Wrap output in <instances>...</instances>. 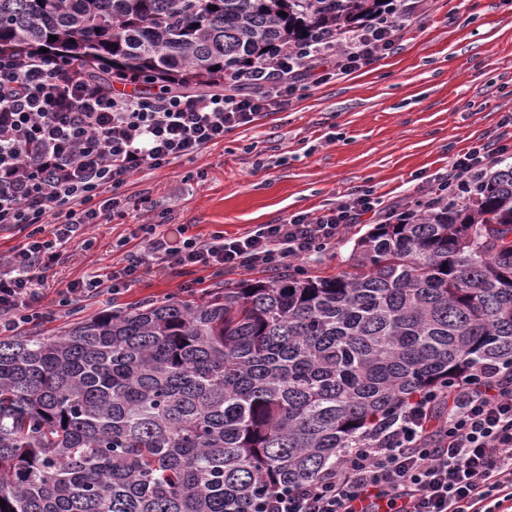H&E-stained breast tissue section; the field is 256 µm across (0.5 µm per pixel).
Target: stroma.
<instances>
[{
	"mask_svg": "<svg viewBox=\"0 0 512 512\" xmlns=\"http://www.w3.org/2000/svg\"><path fill=\"white\" fill-rule=\"evenodd\" d=\"M512 115V0H423L393 50L366 69L298 91L290 106L226 133L190 160L132 175L123 223L92 224L89 248L69 247L44 285L47 299L92 275L125 264L119 240L161 223L207 239L238 236L296 213H320L367 191L404 209L429 180L479 139L495 138ZM372 216L349 226L321 258L304 267L323 275L346 269ZM215 276L144 275L123 294L85 297L53 310L22 334L60 335L72 311L90 316L113 305L198 297Z\"/></svg>",
	"mask_w": 512,
	"mask_h": 512,
	"instance_id": "1",
	"label": "stroma"
}]
</instances>
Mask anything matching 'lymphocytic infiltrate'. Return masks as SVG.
Wrapping results in <instances>:
<instances>
[{
  "label": "lymphocytic infiltrate",
  "mask_w": 512,
  "mask_h": 512,
  "mask_svg": "<svg viewBox=\"0 0 512 512\" xmlns=\"http://www.w3.org/2000/svg\"><path fill=\"white\" fill-rule=\"evenodd\" d=\"M418 2L346 35L321 31L306 47L261 61L231 78L228 89L204 96L117 92L76 64L0 55V231L27 232L0 254V335L46 318L40 286L62 248L79 242L86 225L126 218L121 190L133 174L194 158L226 133L285 108L302 81L317 85L373 64ZM511 152L502 134L453 155L433 180L432 198H460L492 159ZM383 210L380 198L360 194L239 237L219 232L176 244L148 224L144 250L128 253L110 276L69 284L56 304L121 294L154 267L179 276L292 266ZM250 512H512V367L481 370L408 401L393 422L338 449L316 478L262 493Z\"/></svg>",
  "instance_id": "obj_1"
}]
</instances>
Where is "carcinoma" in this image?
I'll return each mask as SVG.
<instances>
[{"instance_id": "carcinoma-1", "label": "carcinoma", "mask_w": 512, "mask_h": 512, "mask_svg": "<svg viewBox=\"0 0 512 512\" xmlns=\"http://www.w3.org/2000/svg\"><path fill=\"white\" fill-rule=\"evenodd\" d=\"M393 2L0 0V54L205 88ZM503 365L512 165L462 208L373 225L334 275L288 266L0 338V512H250L405 401Z\"/></svg>"}]
</instances>
